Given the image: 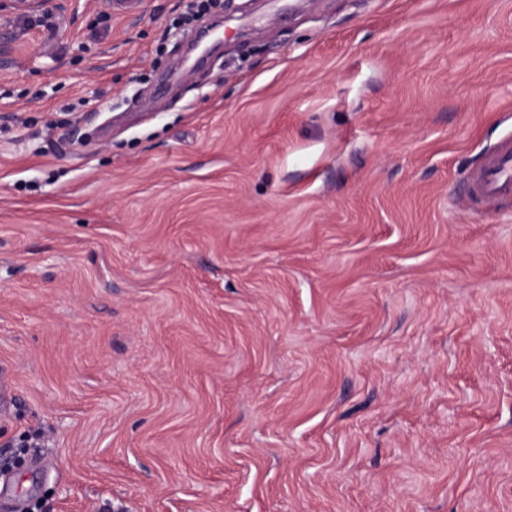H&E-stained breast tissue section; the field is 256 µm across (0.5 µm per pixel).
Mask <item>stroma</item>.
Instances as JSON below:
<instances>
[{
  "label": "stroma",
  "instance_id": "35a3bbf8",
  "mask_svg": "<svg viewBox=\"0 0 512 512\" xmlns=\"http://www.w3.org/2000/svg\"><path fill=\"white\" fill-rule=\"evenodd\" d=\"M0 10V458L37 512H512V0ZM474 193L480 198L512 201V136H506L473 174Z\"/></svg>",
  "mask_w": 512,
  "mask_h": 512
}]
</instances>
